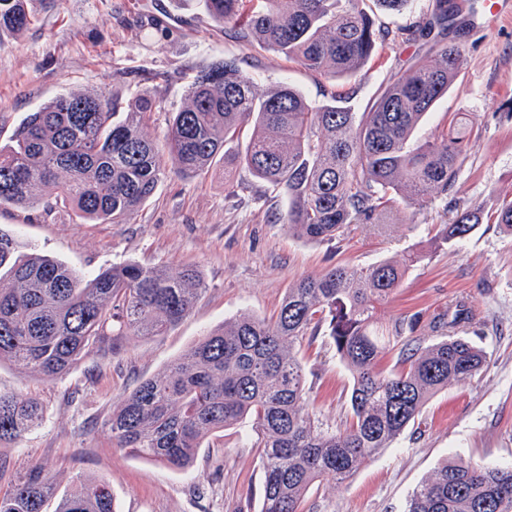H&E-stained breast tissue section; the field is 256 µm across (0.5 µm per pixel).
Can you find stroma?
<instances>
[{"label": "stroma", "mask_w": 512, "mask_h": 512, "mask_svg": "<svg viewBox=\"0 0 512 512\" xmlns=\"http://www.w3.org/2000/svg\"><path fill=\"white\" fill-rule=\"evenodd\" d=\"M461 10L442 43L461 47L459 76L428 112L418 132L431 140L450 121L472 136L453 195L459 207L492 209L512 198V19L484 28L478 20L492 0H455ZM432 0H414L400 14H379L377 24L399 30L351 80L332 84L258 44L216 26L201 0H60L40 10L20 37L0 39V131L11 134L41 104L63 91L104 88L123 97L155 101L145 134L162 139L172 112L184 104L187 81L202 64L247 60L260 88L286 82L310 101L336 92L363 111L428 47L413 36ZM287 204L246 171L228 176L223 164L184 179H165L127 224H79L39 207L0 208V228L39 252L91 276L124 262L177 268L197 266L206 289L188 316L160 336L127 339L111 352L86 359L59 377H22L0 366V393L40 398V426L0 450L7 467L0 481L22 475L32 461L53 467L58 497L80 478L106 480L117 512H258L263 490L259 450L246 428H225L206 439L189 472L173 470L113 448L105 418L143 379L152 377L199 338L240 313L269 317L289 288L345 264L366 267L421 253L380 323L420 318L418 335L436 340L428 323L464 302L474 317L465 335L482 347L486 363L472 378L433 396L391 448L361 466L341 485H314L303 512H403L416 488L446 459L512 464V233L480 225L463 240L438 241L452 213L434 206L418 213L395 204L378 226L355 225L330 242L301 239L275 214ZM307 378L306 403L324 430L350 422L353 379L324 332L298 347Z\"/></svg>", "instance_id": "1"}]
</instances>
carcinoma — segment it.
I'll use <instances>...</instances> for the list:
<instances>
[{
    "label": "carcinoma",
    "instance_id": "1",
    "mask_svg": "<svg viewBox=\"0 0 512 512\" xmlns=\"http://www.w3.org/2000/svg\"><path fill=\"white\" fill-rule=\"evenodd\" d=\"M399 13L411 0H204L215 23L235 37L330 81H347L373 57L377 40L398 34L375 24L366 2ZM35 0H0V37H19ZM454 21L435 0L425 35ZM461 48L439 45L386 85L357 114L334 92L322 102L279 83L256 87L243 61L202 65L162 143L143 125L157 105L124 101L106 89L66 92L32 112L0 145V207L66 204L81 224H123L162 180L199 175L219 160L245 169L288 201L278 220L309 241H331L354 224H372L401 201L420 211L448 199L466 158V134L415 138L423 117L459 75ZM242 149L228 147L242 126ZM494 221L512 232V200L487 213L456 210L439 240L459 241ZM384 260L337 266L288 289L273 320L242 313L201 337L159 374L140 382L104 422L112 447L185 471L203 440L249 424L264 474L260 512H301L316 483L340 485L389 448L438 392L472 377L482 348L463 336L429 343L415 335L419 317L379 325V308L396 294L412 263ZM205 287L194 265L178 269L114 265L86 279L0 229V365L55 377L105 347L158 336L178 325ZM465 303L438 315L433 328L470 324ZM326 327L330 345L353 377L351 424L317 431L305 408L306 374L295 346ZM398 351L403 368L384 374L380 357ZM44 407L21 393L0 394V448L18 444L42 423ZM56 495L51 468L36 462L6 493L0 512H46ZM55 512H117L109 484L84 477ZM404 512H512V466L450 460L425 480Z\"/></svg>",
    "mask_w": 512,
    "mask_h": 512
}]
</instances>
